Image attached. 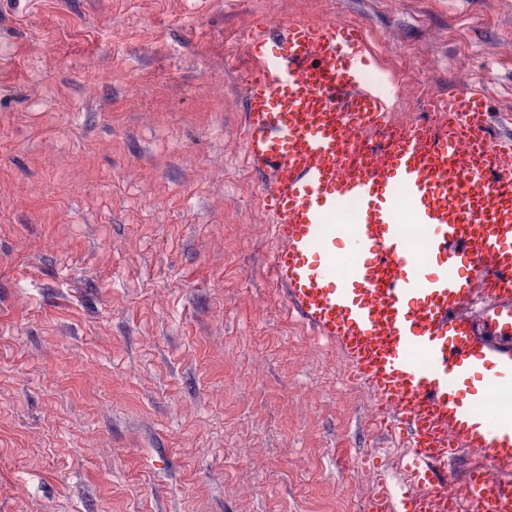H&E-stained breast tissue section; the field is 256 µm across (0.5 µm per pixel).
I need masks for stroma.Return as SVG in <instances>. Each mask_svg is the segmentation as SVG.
<instances>
[{"label": "stroma", "instance_id": "stroma-1", "mask_svg": "<svg viewBox=\"0 0 512 512\" xmlns=\"http://www.w3.org/2000/svg\"><path fill=\"white\" fill-rule=\"evenodd\" d=\"M340 16L399 118L466 73L512 128V0H0V512H363L395 478L243 156L244 20Z\"/></svg>", "mask_w": 512, "mask_h": 512}]
</instances>
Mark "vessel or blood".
<instances>
[{"mask_svg":"<svg viewBox=\"0 0 512 512\" xmlns=\"http://www.w3.org/2000/svg\"><path fill=\"white\" fill-rule=\"evenodd\" d=\"M247 30L243 149L266 176L272 279L406 440L402 485L375 478L364 512H512V417L484 411L512 398V139L492 141L474 87L394 122L359 24ZM343 238L358 259L340 278Z\"/></svg>","mask_w":512,"mask_h":512,"instance_id":"vessel-or-blood-1","label":"vessel or blood"}]
</instances>
